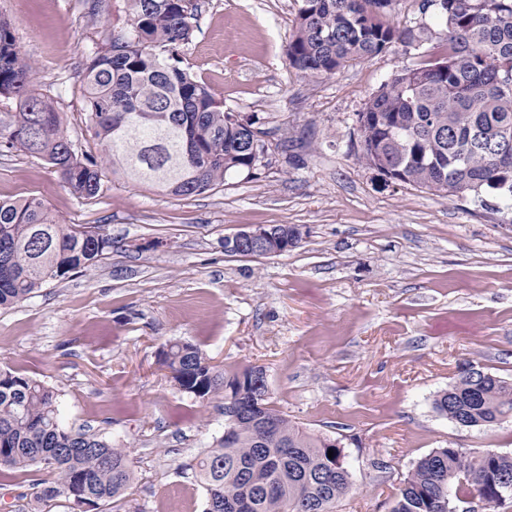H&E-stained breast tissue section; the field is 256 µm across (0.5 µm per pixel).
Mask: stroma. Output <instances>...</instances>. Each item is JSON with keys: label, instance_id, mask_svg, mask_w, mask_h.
<instances>
[{"label": "stroma", "instance_id": "35a3bbf8", "mask_svg": "<svg viewBox=\"0 0 512 512\" xmlns=\"http://www.w3.org/2000/svg\"><path fill=\"white\" fill-rule=\"evenodd\" d=\"M184 65L266 147L254 173L173 196L114 173L87 122L85 68L124 27L126 0H0L29 85L52 99L79 156L101 172L77 198L40 156L0 147V199L33 196L59 223L112 240L97 266L0 307V370L54 392L66 428L129 454L128 495L91 512H204L191 467L224 434V396L185 393L161 363L169 339L222 373L263 368L289 420L339 442L350 491L336 512H390L416 461L453 446L512 455V419L462 427L434 408L466 363L512 382V206L393 185L360 162L357 115L448 32L436 8L398 0L412 37L312 77L286 55L300 0H198ZM301 240L260 258L224 251L246 225ZM48 470L0 473V512H33Z\"/></svg>", "mask_w": 512, "mask_h": 512}]
</instances>
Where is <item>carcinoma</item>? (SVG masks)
<instances>
[{
	"instance_id": "cac0c4a2",
	"label": "carcinoma",
	"mask_w": 512,
	"mask_h": 512,
	"mask_svg": "<svg viewBox=\"0 0 512 512\" xmlns=\"http://www.w3.org/2000/svg\"><path fill=\"white\" fill-rule=\"evenodd\" d=\"M396 0H301L288 45L292 67L331 75L345 64L383 52L408 33L386 20ZM437 7L448 42L434 59L397 72L358 114L360 161L384 158L402 184L442 196L496 194L512 201V0H426ZM196 0H128L129 23L87 64L85 100L94 136L115 171L173 195L201 194L234 172L256 169L242 148L255 137L224 110L211 89L183 67ZM31 64L10 24L0 19V97L14 111L0 118V146L44 158L79 198L101 191L97 162L72 149L52 101L29 88ZM112 248L98 232L59 224L36 198L0 200V306L21 302L44 285L95 266ZM162 363L187 393L204 398L230 387L249 416L226 420L224 436L194 467L207 499L253 502L247 512H334L348 493L349 472L331 439L291 423L269 401L264 373L246 368L229 377L198 347L173 340ZM465 427L512 419V382L466 371L434 402ZM333 457H328V451ZM41 465L54 479L40 489L44 508L59 498L121 500L131 479L127 451L61 423L54 393L19 371H0V470ZM512 478V456L490 450L438 448L418 459L390 512H442L448 490L484 492L498 503L495 482Z\"/></svg>"
}]
</instances>
